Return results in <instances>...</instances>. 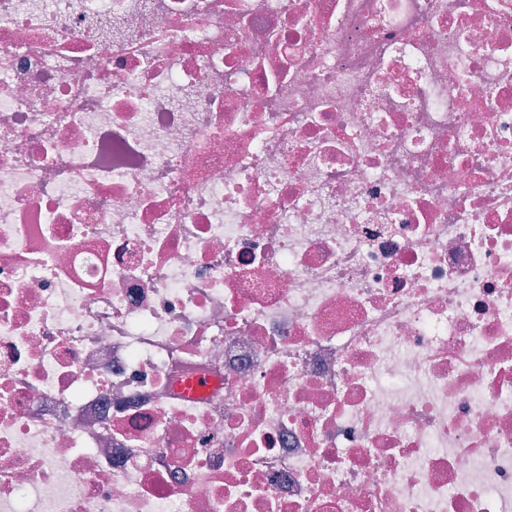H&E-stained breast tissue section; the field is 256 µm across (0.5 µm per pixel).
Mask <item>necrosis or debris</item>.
I'll return each instance as SVG.
<instances>
[{
	"instance_id": "necrosis-or-debris-1",
	"label": "necrosis or debris",
	"mask_w": 512,
	"mask_h": 512,
	"mask_svg": "<svg viewBox=\"0 0 512 512\" xmlns=\"http://www.w3.org/2000/svg\"><path fill=\"white\" fill-rule=\"evenodd\" d=\"M0 512H512V0H0Z\"/></svg>"
}]
</instances>
